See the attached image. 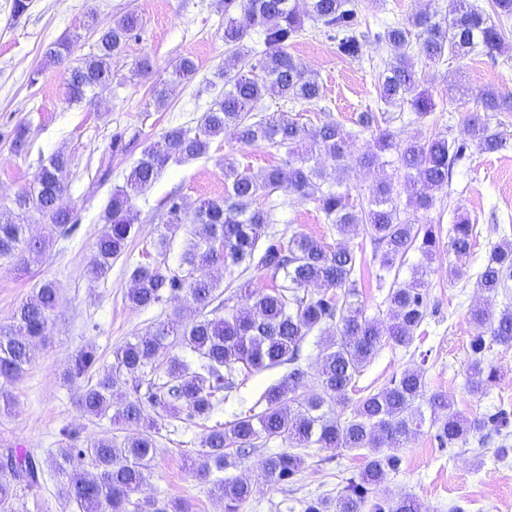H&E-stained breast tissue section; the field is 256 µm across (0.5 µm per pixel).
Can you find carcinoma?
<instances>
[{
  "label": "carcinoma",
  "mask_w": 512,
  "mask_h": 512,
  "mask_svg": "<svg viewBox=\"0 0 512 512\" xmlns=\"http://www.w3.org/2000/svg\"><path fill=\"white\" fill-rule=\"evenodd\" d=\"M224 0V46L236 61L248 68L226 66L224 93L215 98L194 128L174 126L146 148L132 167L125 185L112 191L104 209V230L99 234L90 265L91 274L105 279L112 261L128 249L135 222L132 195L150 187L171 161H189L209 154L213 141L223 135L244 146L263 144L286 149V157L258 179L249 169L228 161L224 165V198L201 202L189 218L181 204L170 198L163 224L166 232L157 241L167 251L170 240L186 223L193 225L192 243L175 270L166 262L136 265L131 271L128 300L150 309L170 298H184L196 316L186 322L158 321L132 336L113 351L111 370L87 385L78 399L83 413L102 417L121 400L113 422L123 432L120 444L100 438L84 448L68 444L56 449L49 468L63 485L68 501L80 512H188L179 499L140 500L151 474L157 419L164 416L191 422L208 419L251 374L288 367L287 375L270 385L246 411L210 427L192 459L197 475L211 483V494L224 502V512H240L251 498L252 486L224 472L238 467L269 441L280 438L289 448L263 458L268 482L293 480L301 472L304 457L299 448H326L360 453L359 475L347 479L336 497L304 504L303 512H422L410 496L380 499L371 496L375 486L399 469L400 449L429 429L440 447L465 443L484 431L501 436L496 452L509 448L512 415L501 409L494 414L469 418L458 412L441 393L426 395L423 373L406 369L381 390L360 399L350 414L349 391L362 368L369 363L382 339L408 348L423 325L428 308V283L424 267L412 277L393 280L387 294L390 321L366 315L359 300L357 270L363 256L349 246L332 247L303 233L284 237L279 202L265 209L253 208L260 193L278 191L311 199L327 223L345 238L362 235L374 246L376 282L399 271L407 253L414 249L430 260L440 251L442 228L423 224L419 214L434 205L435 193L448 187L454 166L464 156L466 141L483 152L502 146L489 122L491 112H512V97L494 88L480 90L481 113L470 119L467 140L448 138L442 132L421 138L405 128L391 127L393 118L384 112H367L358 125L375 129L371 143L358 157L364 167L391 164L395 157L403 172L407 208L400 210L392 180L379 181L369 195H353L344 185L346 158L356 133L345 130L331 116L307 128L288 112H265L263 100L277 97L292 104H311L322 99L317 75L289 53L288 46L309 20L325 29L336 41L339 54L363 55L368 35L362 30L357 0ZM486 11L473 0H450L448 14L424 10L404 22L375 33L378 44L393 51L377 76L381 104L396 108L408 105L413 123L424 122L435 102L422 87L416 67L436 63L445 55L463 58L473 52L494 55L506 49L512 37V0H491ZM142 19L128 13L98 30L94 51L72 58L78 33L53 43L47 61L68 63L67 99L80 103L111 89L112 59L121 56L140 30ZM69 158L52 156L37 173L32 188L16 197L14 206L0 208V259L18 256L24 265L39 261L53 240L75 223L63 181ZM36 212L46 219L47 235H26L27 217ZM479 231L465 215H457L448 229V251L457 264L451 274L467 275ZM219 264L226 268H258L281 278L267 291L256 292L244 282L210 308L217 283L201 269ZM311 286L321 291H308ZM477 286L492 300L512 288V242L491 249L477 275ZM249 303L244 308L235 300ZM57 301L53 282L44 281L19 305L10 324L0 325V378L15 380L24 374L37 355V343L45 340L50 315ZM224 314H219V311ZM470 318L478 329L471 342L468 366L470 392L482 394L498 375L499 368L486 353L491 345L512 344V309L497 312L491 305H476ZM318 331L328 337L316 370L318 391L303 392L308 376L302 362V343ZM189 350L196 358L173 356L159 362L160 351L169 346ZM94 362L89 351H80L65 376L74 382L85 377ZM430 416H425V410ZM89 465L95 475L81 472ZM44 468L41 462L11 448L0 453V512L27 508L29 495L38 506Z\"/></svg>",
  "instance_id": "cac0c4a2"
}]
</instances>
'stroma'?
Listing matches in <instances>:
<instances>
[{"instance_id": "35a3bbf8", "label": "stroma", "mask_w": 512, "mask_h": 512, "mask_svg": "<svg viewBox=\"0 0 512 512\" xmlns=\"http://www.w3.org/2000/svg\"><path fill=\"white\" fill-rule=\"evenodd\" d=\"M92 9L104 22L134 11L141 15L143 26L124 54L113 60L111 90L93 105L71 103L65 95L67 66L47 63L43 55L50 44L76 32L82 35L76 55L89 54L95 36L84 23ZM360 9L374 32L404 21L414 11L410 0H362ZM288 50L318 74L323 98L313 105L269 98L268 111L291 112L309 128L328 114L350 131L356 130L360 113L379 111L375 83L391 55L388 47L370 44L362 58L342 56L326 33L309 22ZM183 56L194 59L198 71L192 79L177 83L173 66ZM144 57L152 65L146 76L136 72L137 61ZM226 57L224 7L219 0H29L19 17L13 14V0H0V206H12L48 158L61 151L70 160L64 182L76 219L69 235L55 237L40 261L26 266L0 260V324L10 323L14 310L40 282H53L59 296L49 335L32 365L20 380L5 384L16 402L0 410V449L14 448L44 462L65 444L64 430L75 431L83 446L115 435L111 417L93 418L80 411L77 399L85 383L65 380L64 371L70 358L86 349L96 356L89 376L99 378L110 371L113 350L132 334L158 321L189 317L181 298L148 310L133 307L127 298L134 265L161 258L170 266L179 264L188 228L172 237L166 255H158L154 248L164 230L166 197L176 196L191 213L201 200L223 198L225 158H233L257 177L283 159V152L265 145L242 147L219 137L206 157L170 163L151 188L132 197L137 220L127 255L113 262L107 279L89 277L87 266L112 190L124 185L143 150L165 130L199 123L209 103L224 90L216 74ZM418 77L436 107L427 122L409 125V132L422 137L442 132L461 139L468 114L478 108V89L512 93V52L494 59L482 54L446 57L419 67ZM162 84L170 85L172 92L160 107L152 88ZM21 124L28 128V147L18 154L10 148V137ZM491 127L502 137V148L494 153L470 149L448 188L436 193L427 214L445 228L458 213L476 220L480 238L466 262L467 276L451 275L447 255L432 260L424 331L407 349L382 343L357 377L349 393L351 402L378 391L404 369L418 367L427 391L447 395L466 416L498 408L512 413V346L496 345L489 351V358L503 372L485 395L469 393L466 374L471 338L477 332L469 311L484 299L476 275L493 244L504 236L512 240V112L498 113ZM280 215L287 233L307 234L332 246L341 241L311 200L287 196ZM285 373L279 367L251 375L224 404L218 421L230 420L233 413L250 407ZM209 426L206 420L185 427L174 418L160 419L158 452L144 496L183 500L190 512H224L209 484L188 468ZM494 450V445H479L474 437L449 450L440 447L432 434L419 435L402 450L399 472L390 475L377 493L410 495L426 512H452L456 507L461 512H512V457L500 461ZM261 459V454H254L236 470L255 487L243 512H303L305 501L335 496L345 479L362 467L355 453L320 449L306 456L296 482L273 485L261 474Z\"/></svg>"}]
</instances>
